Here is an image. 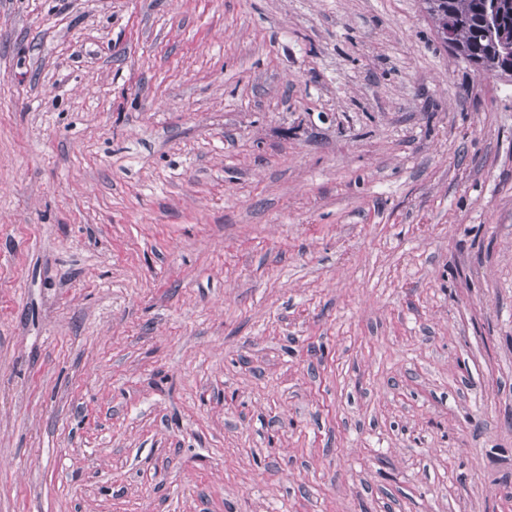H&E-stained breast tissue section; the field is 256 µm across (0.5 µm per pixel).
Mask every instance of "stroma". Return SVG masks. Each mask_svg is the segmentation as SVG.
Here are the masks:
<instances>
[{
    "instance_id": "stroma-1",
    "label": "stroma",
    "mask_w": 512,
    "mask_h": 512,
    "mask_svg": "<svg viewBox=\"0 0 512 512\" xmlns=\"http://www.w3.org/2000/svg\"><path fill=\"white\" fill-rule=\"evenodd\" d=\"M0 512H512V76L424 0H0Z\"/></svg>"
}]
</instances>
